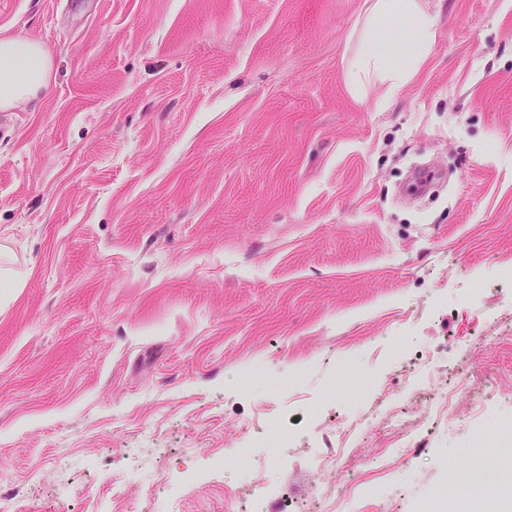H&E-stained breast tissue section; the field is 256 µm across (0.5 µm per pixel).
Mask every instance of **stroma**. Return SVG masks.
<instances>
[{"label":"stroma","instance_id":"obj_1","mask_svg":"<svg viewBox=\"0 0 512 512\" xmlns=\"http://www.w3.org/2000/svg\"><path fill=\"white\" fill-rule=\"evenodd\" d=\"M367 7L0 0V34L52 60L0 109V268L20 280L0 297V512H320L329 425L470 370V419L432 424L421 465L380 471L377 423L349 475L390 512L498 491L495 468L448 474L512 419V0H439L420 72L355 97ZM492 330L507 341L476 345ZM424 355L442 372L408 385ZM264 405L293 439L283 472L252 439ZM246 451L282 496L211 473Z\"/></svg>","mask_w":512,"mask_h":512}]
</instances>
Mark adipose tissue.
Masks as SVG:
<instances>
[{
    "mask_svg": "<svg viewBox=\"0 0 512 512\" xmlns=\"http://www.w3.org/2000/svg\"><path fill=\"white\" fill-rule=\"evenodd\" d=\"M439 16L424 0H373L359 48L345 70L352 94L381 81L399 87L428 60L436 43ZM51 57L40 42L0 37V109L36 94L48 81Z\"/></svg>",
    "mask_w": 512,
    "mask_h": 512,
    "instance_id": "adipose-tissue-1",
    "label": "adipose tissue"
}]
</instances>
